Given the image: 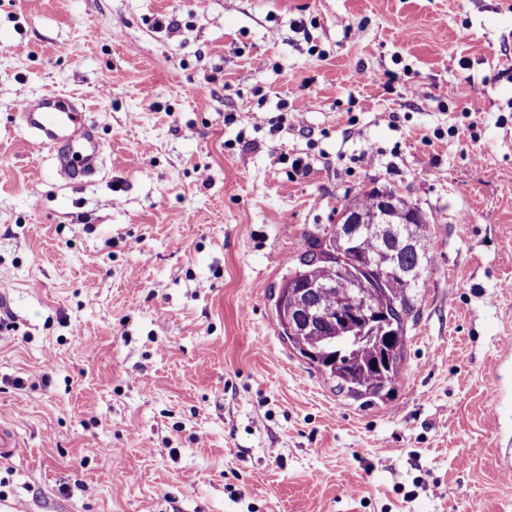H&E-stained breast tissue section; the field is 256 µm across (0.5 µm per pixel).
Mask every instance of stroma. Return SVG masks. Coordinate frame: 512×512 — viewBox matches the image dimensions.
Instances as JSON below:
<instances>
[{"label":"stroma","instance_id":"stroma-1","mask_svg":"<svg viewBox=\"0 0 512 512\" xmlns=\"http://www.w3.org/2000/svg\"><path fill=\"white\" fill-rule=\"evenodd\" d=\"M373 188L434 261L365 406L273 295ZM510 345L512 0H0V512H512ZM14 109L18 120L48 149L68 184L82 183L99 171L101 144L79 98L46 93Z\"/></svg>","mask_w":512,"mask_h":512}]
</instances>
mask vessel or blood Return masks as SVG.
Masks as SVG:
<instances>
[{
    "instance_id": "vessel-or-blood-1",
    "label": "vessel or blood",
    "mask_w": 512,
    "mask_h": 512,
    "mask_svg": "<svg viewBox=\"0 0 512 512\" xmlns=\"http://www.w3.org/2000/svg\"><path fill=\"white\" fill-rule=\"evenodd\" d=\"M15 110L18 120L48 149L67 183L84 182L99 171L101 144L79 98L46 93L18 103Z\"/></svg>"
}]
</instances>
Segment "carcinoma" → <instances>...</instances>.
<instances>
[{"label": "carcinoma", "instance_id": "cac0c4a2", "mask_svg": "<svg viewBox=\"0 0 512 512\" xmlns=\"http://www.w3.org/2000/svg\"><path fill=\"white\" fill-rule=\"evenodd\" d=\"M399 224H390L377 229L369 224L363 225L353 236L338 238L329 233L323 239L307 242L296 266L282 279L274 303L276 326L279 335L288 338V343L300 357H305L304 347H312L313 336L291 337L288 335V313L306 315L307 307L315 305L312 322L315 330L323 335L337 330L339 325L336 309V295L343 296L345 308L352 310L367 297L379 311L387 315L386 327L394 334L395 349L391 356V365L381 370L374 367L379 349L376 344L363 342L343 355L350 356L349 375L340 370L327 367L330 354L338 352L336 348L326 349L319 360L309 359L307 364L314 367L336 386L355 400L375 402L387 398L394 388L403 362L406 323L414 312V297L419 282L400 275L386 277L379 270L378 261L383 251L394 247L390 239ZM414 230L420 238L418 253L408 254L404 261L413 265L419 261L425 266L433 262L429 254L427 239L430 225L416 224ZM309 283H334V288H320L313 299L300 293V288Z\"/></svg>", "mask_w": 512, "mask_h": 512}]
</instances>
